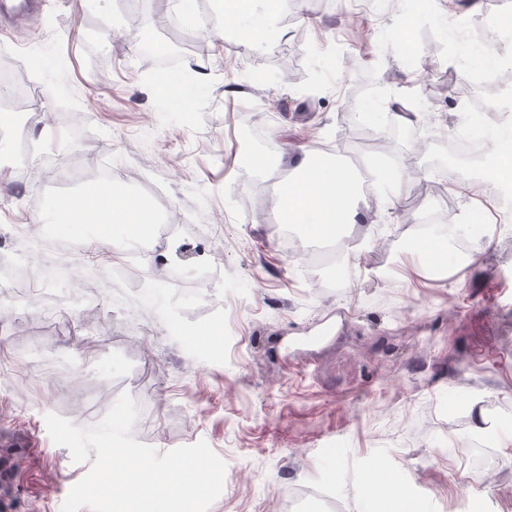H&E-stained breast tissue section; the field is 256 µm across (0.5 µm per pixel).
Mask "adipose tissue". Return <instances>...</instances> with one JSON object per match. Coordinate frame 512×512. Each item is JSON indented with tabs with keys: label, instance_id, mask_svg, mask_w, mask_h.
I'll list each match as a JSON object with an SVG mask.
<instances>
[{
	"label": "adipose tissue",
	"instance_id": "1",
	"mask_svg": "<svg viewBox=\"0 0 512 512\" xmlns=\"http://www.w3.org/2000/svg\"><path fill=\"white\" fill-rule=\"evenodd\" d=\"M219 20L237 29L250 50H268L281 34L278 0H224ZM399 176L384 177L379 168L355 170L347 164L325 161L310 147H301L295 164L279 187L276 199L278 221L298 224L303 237L337 241L346 225L356 223L364 185L386 194L390 208L402 203ZM98 198V221L102 224H152L154 213L127 194L116 191L100 196L98 188L69 199L67 221L84 223L91 198Z\"/></svg>",
	"mask_w": 512,
	"mask_h": 512
}]
</instances>
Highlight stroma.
Here are the masks:
<instances>
[{
  "mask_svg": "<svg viewBox=\"0 0 512 512\" xmlns=\"http://www.w3.org/2000/svg\"><path fill=\"white\" fill-rule=\"evenodd\" d=\"M37 2L28 21L0 16V64L35 92L24 125L0 122V233L89 302L49 290L28 306L18 271L0 304V360L11 364L0 424L37 442L18 461L11 512H61L90 468L53 443L46 414L91 427L125 393L139 406L138 442L164 453L203 440L224 459L210 512H281L316 485L328 499L314 512H376L364 485L378 466L413 482L427 512H512V421L493 433L488 464L463 454L476 411H512V218L484 207L493 191L460 166L464 192L417 195L434 155L419 151L417 123L389 124L386 103L399 96V111L454 136L467 116L449 87L481 61L449 48L439 20L454 16L482 40L486 18L512 17V0H427L406 42L396 0L358 14L350 0H309L303 21L281 0L287 35L262 53L236 32L195 51L211 27L205 0L188 14L168 0V27L152 0ZM168 81L182 98L164 93ZM22 137L46 150L25 173L12 161ZM300 145L400 175L408 206L389 212L365 195L350 234L370 231V243L346 259L322 241L281 240L274 202ZM274 148L284 152L274 172L249 171ZM105 166L114 188L181 226L156 241L151 278L119 268V227L97 225L65 262L15 233H71L56 201L83 194ZM452 216L483 225L489 248L436 278L409 249ZM151 362L153 378L134 375Z\"/></svg>",
  "mask_w": 512,
  "mask_h": 512,
  "instance_id": "stroma-1",
  "label": "stroma"
}]
</instances>
